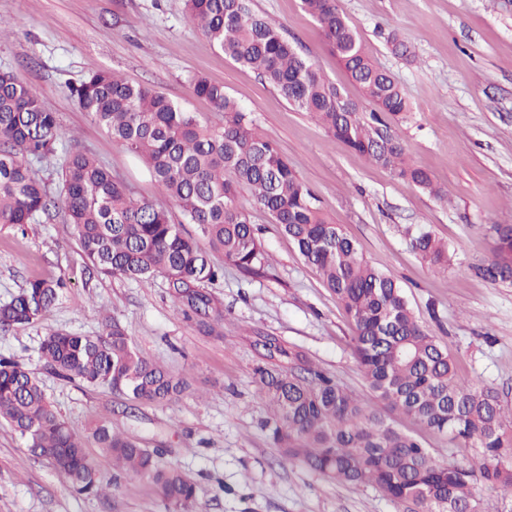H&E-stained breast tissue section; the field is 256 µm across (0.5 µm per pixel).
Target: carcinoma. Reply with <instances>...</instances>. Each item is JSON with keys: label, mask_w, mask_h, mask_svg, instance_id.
I'll return each mask as SVG.
<instances>
[{"label": "carcinoma", "mask_w": 512, "mask_h": 512, "mask_svg": "<svg viewBox=\"0 0 512 512\" xmlns=\"http://www.w3.org/2000/svg\"><path fill=\"white\" fill-rule=\"evenodd\" d=\"M301 8L319 24L360 99L301 56L274 24L253 12L250 0H185L187 20L215 48L259 72L357 153L443 196L432 175L407 160L394 130L396 120L410 111L405 93L370 61L336 0H301ZM192 89L223 123L203 122L161 91L113 71L69 86L81 110L144 164L209 245L184 235L162 206L135 197L98 160L73 146L65 150L59 196L84 259L106 277L146 283L164 275L184 315L203 324L218 319L220 308L199 290L221 276L209 250L223 252L225 262L247 274L270 260L239 200V190L247 188L252 206L266 211L293 240L351 318L353 352L374 398L387 408L382 412L364 403L300 352L266 336L261 345L267 362L256 366L254 375L271 413L263 427L283 456L331 480L370 485L410 505V512H484L474 493L479 482L512 498V411H505L494 391L459 378L448 348L419 323L400 284L371 266L340 225L322 217L313 191L224 87L197 77ZM362 100L376 109L363 111ZM64 140L55 113L15 71L1 69L0 226L29 224L49 210L52 200L34 163L54 154ZM487 232L495 243L493 255L475 271L488 281L511 284L512 224H490ZM407 236L411 250L431 267L448 269L447 247L428 230L410 229ZM65 287L61 278L30 281L0 303V332L38 321ZM39 356L63 378L138 402L162 405L185 389L115 321L103 336L52 333L40 343ZM282 358L288 366L280 364ZM393 413L460 448L482 449V460L469 467L439 462L419 438L396 425ZM0 420L12 426L31 455L50 461L76 493L100 496L112 490L113 482L91 462L85 438L52 409L37 377L7 357H0ZM90 436L126 475L150 478L176 512H195L197 485L181 469L158 467L147 449L113 432L105 419L95 421Z\"/></svg>", "instance_id": "carcinoma-1"}]
</instances>
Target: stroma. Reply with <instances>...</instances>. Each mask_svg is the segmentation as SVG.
<instances>
[{"instance_id":"1","label":"stroma","mask_w":512,"mask_h":512,"mask_svg":"<svg viewBox=\"0 0 512 512\" xmlns=\"http://www.w3.org/2000/svg\"><path fill=\"white\" fill-rule=\"evenodd\" d=\"M371 60L403 88L411 111L397 131L408 159L447 188L439 201L331 137L256 73L234 62L187 20L184 0H0V69L10 68L55 112L62 129L134 195L163 202L142 164L82 112L68 87L102 71L165 93L218 123L194 95L202 76L223 86L268 135L296 176L315 192L325 219L341 225L363 257L396 279L420 323L444 345L459 376L494 389L512 409V285L478 276L492 256L485 227L512 224V0H337ZM252 9L312 59L350 96L358 91L328 50L300 0H251ZM410 56L395 54L393 41ZM251 221L272 264L258 276L211 259L223 278L204 284L223 318L213 327L185 318L169 282L98 275L81 257L63 204L24 227H0V303L29 281L63 278L68 288L30 325L0 333V355L39 379L48 400L78 434L107 418L198 485L197 512H407L368 485H340L283 461L261 426L266 416L253 370L264 362L256 340L277 337L363 399H371L353 354L342 306L270 217ZM421 224L454 261L439 272L406 243ZM119 322L138 348L189 387L163 405L140 404L105 387L58 377L38 357L44 336L104 334ZM440 461L478 463L482 451L397 416ZM0 512H170L146 479L118 476L107 496L75 493L52 464L31 456L0 421Z\"/></svg>"}]
</instances>
